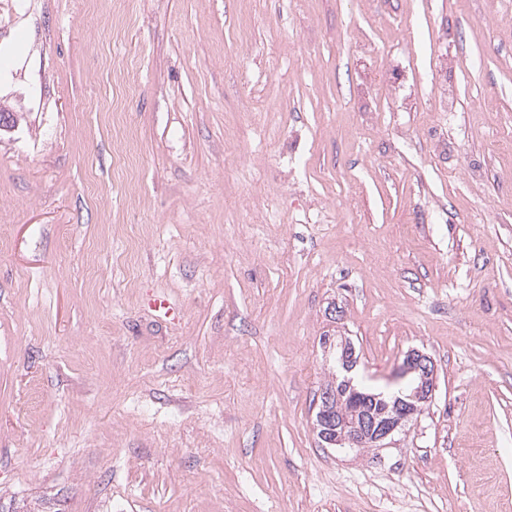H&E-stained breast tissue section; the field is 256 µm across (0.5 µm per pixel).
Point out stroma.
<instances>
[{
	"mask_svg": "<svg viewBox=\"0 0 512 512\" xmlns=\"http://www.w3.org/2000/svg\"><path fill=\"white\" fill-rule=\"evenodd\" d=\"M0 108V512L512 503V0H41ZM400 373L403 377L415 374L408 377V383H415L416 376L419 377L420 383L410 390L406 396L407 400L397 398L392 413L380 422L377 417L385 416L391 411V406L388 407V404L391 403L392 397L358 388V395L355 397L356 404L359 405L357 420L363 416L370 420L376 418L378 422L375 419L370 423L364 420L361 426L351 421L350 416L338 408L344 402L343 397L346 394L339 390L342 388L343 379L336 383H327V387L334 385L337 390L335 392L322 388L318 393L319 412L315 413L313 429L322 439L319 438V440L326 446L334 448L336 445L362 446L363 443L378 447L386 445L384 442L391 439L395 432L421 410L418 404L427 402L435 388V365L429 356L418 350L413 349L408 352ZM335 402L336 413L335 408H332ZM323 440L336 445H330Z\"/></svg>",
	"mask_w": 512,
	"mask_h": 512,
	"instance_id": "obj_1",
	"label": "stroma"
}]
</instances>
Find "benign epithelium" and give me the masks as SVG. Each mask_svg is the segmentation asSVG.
Returning a JSON list of instances; mask_svg holds the SVG:
<instances>
[{
  "mask_svg": "<svg viewBox=\"0 0 512 512\" xmlns=\"http://www.w3.org/2000/svg\"><path fill=\"white\" fill-rule=\"evenodd\" d=\"M338 347L342 349V370L349 374L356 366L352 344L344 338ZM400 373L404 377L414 374L419 377L420 383L410 390L406 398L396 399L392 413L382 421L373 420L369 423L365 421L362 425H357L356 422L350 420V416L346 413L332 408L334 404L339 406L343 403L344 393L322 389L317 396L319 412L313 429L321 439L341 447L363 444L384 446L387 439L391 438L421 410V404L431 398L435 388V365L429 356L418 350L413 349L408 352Z\"/></svg>",
  "mask_w": 512,
  "mask_h": 512,
  "instance_id": "7a95c632",
  "label": "benign epithelium"
}]
</instances>
